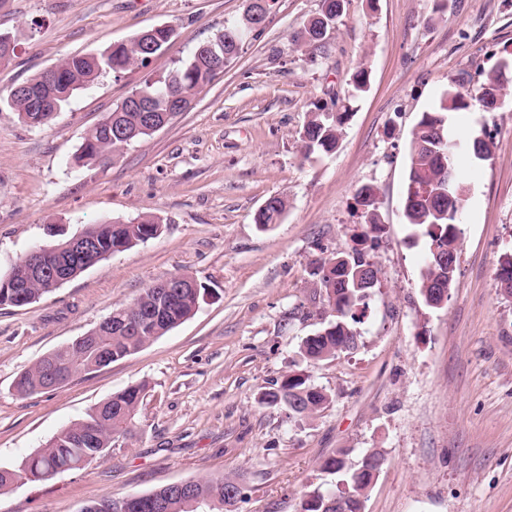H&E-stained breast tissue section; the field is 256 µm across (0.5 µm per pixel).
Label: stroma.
Listing matches in <instances>:
<instances>
[{
    "instance_id": "obj_1",
    "label": "stroma",
    "mask_w": 512,
    "mask_h": 512,
    "mask_svg": "<svg viewBox=\"0 0 512 512\" xmlns=\"http://www.w3.org/2000/svg\"><path fill=\"white\" fill-rule=\"evenodd\" d=\"M248 0H0V31L16 53L0 96L65 56L96 54L160 25L175 35L145 66L106 74L40 127L0 112V279L33 249L92 224L152 214L162 233L112 255L39 301L0 306V469L15 468L112 394L145 385L125 437L79 471L0 490V512H80L106 498L227 476L246 489L237 512H298L330 488L323 461L382 449L364 512H512V298L495 272L512 253V96L492 112L451 117L453 132L494 141L460 159L468 187L460 258L441 308L419 290L423 240L403 216L411 132L450 77L512 59V0H348L324 49L292 37L320 0H277L189 110L107 164L75 162L104 114L141 81L171 70L241 18ZM368 72L335 152L303 158L314 102L345 96ZM379 189L381 229L370 256L379 286L356 350L303 357L320 327L316 260L346 252L364 228L356 204ZM273 195L280 223L254 222ZM188 275L208 291L196 313L154 343L64 386L24 397L16 378L95 328L145 288ZM301 373L329 397L289 417L261 397Z\"/></svg>"
}]
</instances>
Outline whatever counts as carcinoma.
<instances>
[{
  "label": "carcinoma",
  "instance_id": "carcinoma-1",
  "mask_svg": "<svg viewBox=\"0 0 512 512\" xmlns=\"http://www.w3.org/2000/svg\"><path fill=\"white\" fill-rule=\"evenodd\" d=\"M345 5L346 0H321L319 11L295 34V45L313 49L322 47L335 29ZM273 7L274 4H267L266 14L257 19L245 14L239 20L224 23L222 30L198 44L175 68L158 78L145 80L140 91L148 94L151 112L116 106L87 136L78 159L87 165L106 162L133 142L153 134L146 116L160 124L171 120L174 107L189 108L196 95L218 76L216 67L237 57L238 46L249 34L263 28ZM172 37L171 27L158 26L150 32L142 31L126 42L114 44L102 53L63 58L52 66V75L43 71L24 82V91L8 93L6 105L27 125H44L50 120V113L35 108L32 99L59 110L75 92L88 87L99 77L107 73L118 75L146 64V57L166 47ZM471 83V78L463 73L452 78L439 105L422 113L409 143L403 209L407 223L426 242L427 262L421 274L420 291L428 305L440 299L439 289L447 293L451 290L458 264L457 225L467 192L456 175H448V170L455 169L457 154L448 136V113L467 111L474 102H482V96L486 94L503 99L511 95L512 68L505 72L494 69L475 94L470 89ZM351 86L352 90L343 100H333L329 105L314 104L300 133L304 157L336 149L350 101L367 86L366 72L358 71ZM492 147V139L474 138L468 142L467 151L483 159L491 155ZM377 198L378 188L373 185L358 189L356 201L362 207L366 231L356 236L355 246L350 251L316 262L313 275L317 276L320 294L324 295V301L334 302L338 314L330 315L322 322V327L304 341L303 352L310 360L334 358L337 348L342 345L350 349L357 346L358 325L362 323L368 300L378 283L379 270L364 248L370 234L380 231ZM287 211L288 199L271 196L258 212L255 222L266 229L271 224L280 223ZM162 224L163 220L157 216L143 215L128 222L91 225L82 234L95 239L99 250L84 259L63 256L58 265L66 277L73 279L85 271V264L98 263L158 236ZM496 280L502 295L512 298V254L499 262ZM57 287V282L50 277L32 282L26 289L27 303L39 300ZM163 296L167 307L162 320L145 324L138 333H126L121 329L122 320L147 313ZM203 299L204 294L198 287L164 290L160 284H152L131 304L112 310V327L98 332L92 330L83 336L82 343L63 346L35 362L17 378V392L22 396H33L51 388L46 369L52 365L73 377L100 368L103 352L112 354L114 362L131 356L190 318ZM144 391L142 384L112 395L85 419L51 438L36 456L24 461L21 468L0 470V489L22 479L47 481L65 471L84 468L89 459L94 461L105 456L112 448V441L129 432L130 423L143 403ZM289 396L295 397L301 407H290L288 412L301 417L319 412L328 401L327 395L308 383L305 375L290 374L275 391L266 393L262 402L283 406ZM384 464V453L377 448L364 452L355 463L349 462L344 454L328 458L323 469L339 476V486L332 491L317 488L306 493L301 501L302 512H324L325 502L336 497L344 502L345 512H361V499L370 488L372 471L382 470ZM235 484L237 481L222 476L191 480L189 488L177 495L168 494L162 487L144 495L102 500L93 503L92 507L95 512H195L189 502L201 500L212 503L210 512H232L243 495L241 489L234 497L227 495L226 489Z\"/></svg>",
  "mask_w": 512,
  "mask_h": 512
}]
</instances>
